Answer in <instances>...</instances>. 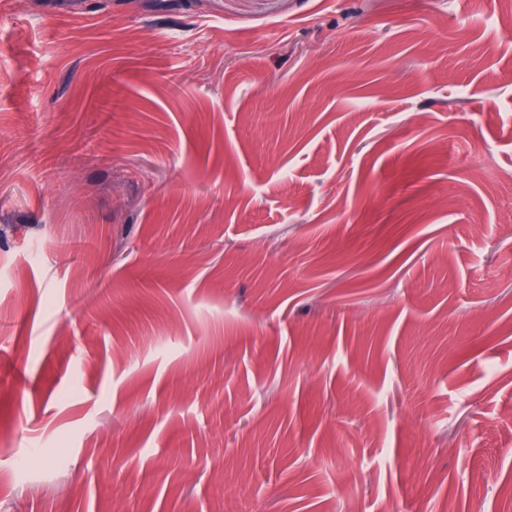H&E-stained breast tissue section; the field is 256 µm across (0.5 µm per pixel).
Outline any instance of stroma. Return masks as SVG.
<instances>
[{
    "instance_id": "1",
    "label": "stroma",
    "mask_w": 512,
    "mask_h": 512,
    "mask_svg": "<svg viewBox=\"0 0 512 512\" xmlns=\"http://www.w3.org/2000/svg\"><path fill=\"white\" fill-rule=\"evenodd\" d=\"M509 20L0 0V512H512Z\"/></svg>"
}]
</instances>
